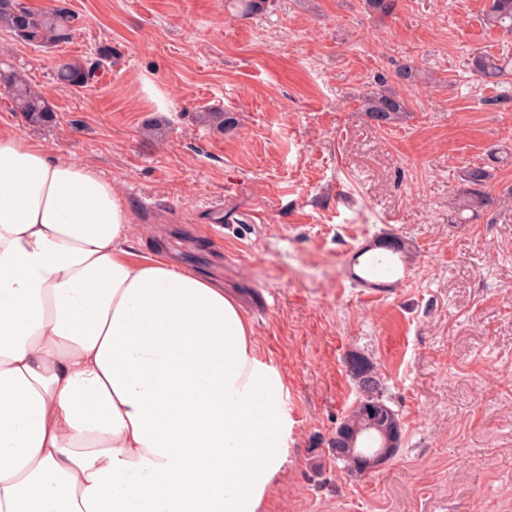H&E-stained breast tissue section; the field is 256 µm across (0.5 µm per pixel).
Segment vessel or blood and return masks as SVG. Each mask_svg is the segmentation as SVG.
I'll return each instance as SVG.
<instances>
[{
    "mask_svg": "<svg viewBox=\"0 0 512 512\" xmlns=\"http://www.w3.org/2000/svg\"><path fill=\"white\" fill-rule=\"evenodd\" d=\"M405 243L363 242L344 258L345 275L355 287L373 297H382L400 287L410 274Z\"/></svg>",
    "mask_w": 512,
    "mask_h": 512,
    "instance_id": "b4317fda",
    "label": "vessel or blood"
}]
</instances>
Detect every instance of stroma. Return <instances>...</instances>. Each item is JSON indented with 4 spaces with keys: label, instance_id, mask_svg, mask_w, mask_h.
<instances>
[{
    "label": "stroma",
    "instance_id": "obj_1",
    "mask_svg": "<svg viewBox=\"0 0 512 512\" xmlns=\"http://www.w3.org/2000/svg\"><path fill=\"white\" fill-rule=\"evenodd\" d=\"M65 2L70 42L24 44L0 29V70L25 74L57 120L29 125L0 92V132L89 162L130 205L143 249L221 284L288 391V456L265 512H512V73L490 83L475 56L512 57L485 27L489 0ZM110 63L82 89L56 57ZM411 64L415 84L395 81ZM396 88L407 117L377 127L358 98ZM229 112L217 133L198 119ZM157 125L161 140L144 135ZM493 203L456 224L471 166ZM391 234L411 275L371 298L343 254ZM373 364L402 442L372 472L331 440L358 400L349 363Z\"/></svg>",
    "mask_w": 512,
    "mask_h": 512
}]
</instances>
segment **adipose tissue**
<instances>
[{
  "label": "adipose tissue",
  "instance_id": "obj_1",
  "mask_svg": "<svg viewBox=\"0 0 512 512\" xmlns=\"http://www.w3.org/2000/svg\"><path fill=\"white\" fill-rule=\"evenodd\" d=\"M285 383L86 162L0 134V512H261Z\"/></svg>",
  "mask_w": 512,
  "mask_h": 512
}]
</instances>
